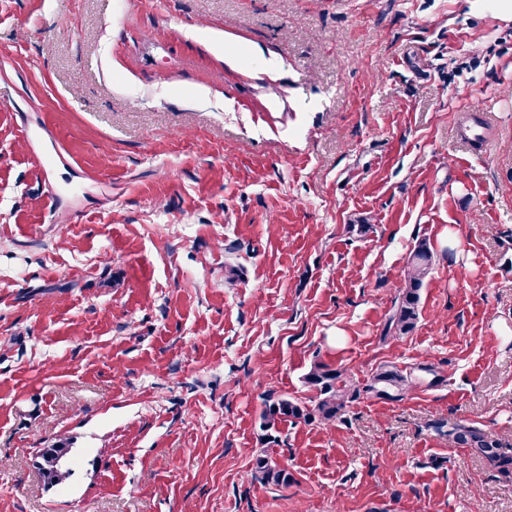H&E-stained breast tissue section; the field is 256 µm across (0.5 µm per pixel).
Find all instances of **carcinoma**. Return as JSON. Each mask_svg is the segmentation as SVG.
I'll return each mask as SVG.
<instances>
[{
	"mask_svg": "<svg viewBox=\"0 0 512 512\" xmlns=\"http://www.w3.org/2000/svg\"><path fill=\"white\" fill-rule=\"evenodd\" d=\"M433 253L425 240L410 251L403 278L397 286L392 309L386 315L380 334L385 343L411 333L420 315L421 293L432 266ZM443 380L440 368L433 363H422L409 369L383 364L371 373L364 383L321 361L314 362L303 377V382L315 393L312 405L288 396L269 395L264 401L262 429L266 432L278 425L318 422L330 425L336 422L354 402L362 396L377 397L391 402L404 400L418 386L436 385ZM434 428L448 438V446L469 449L488 466L512 481V455L502 451L499 441L489 432L457 422H437ZM67 449L48 448L42 456L47 479L56 483L65 477L60 462ZM252 476L266 485L287 488L295 482L293 475L280 467L271 456L261 454L253 462Z\"/></svg>",
	"mask_w": 512,
	"mask_h": 512,
	"instance_id": "1",
	"label": "carcinoma"
}]
</instances>
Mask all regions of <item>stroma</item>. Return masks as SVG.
<instances>
[{"label": "stroma", "instance_id": "stroma-1", "mask_svg": "<svg viewBox=\"0 0 512 512\" xmlns=\"http://www.w3.org/2000/svg\"><path fill=\"white\" fill-rule=\"evenodd\" d=\"M316 360L445 380L262 431ZM441 419L512 451V0H0V512H512ZM432 259L433 253L426 240L419 241L410 251L392 309L383 323L381 342L406 336L416 327L421 315V293L430 274ZM67 448L60 445L57 448H47L42 456L43 470L47 479L56 483L65 477V473L60 470V462L67 455ZM252 476L266 485L279 488L291 486L295 478L285 468L280 467L271 456L267 454L258 455L252 467Z\"/></svg>", "mask_w": 512, "mask_h": 512}]
</instances>
